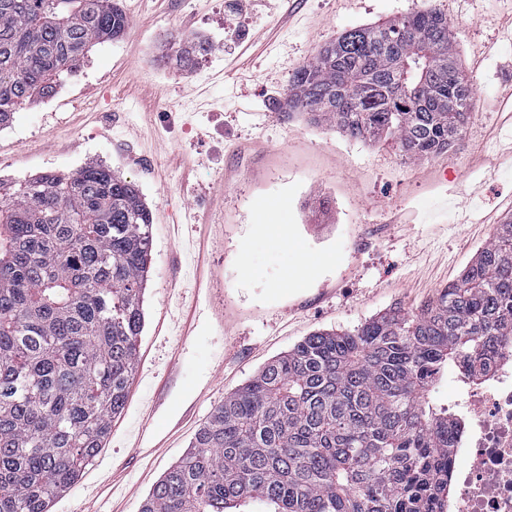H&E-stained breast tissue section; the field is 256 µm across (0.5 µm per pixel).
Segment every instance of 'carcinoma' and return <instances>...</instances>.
<instances>
[{"label":"carcinoma","mask_w":512,"mask_h":512,"mask_svg":"<svg viewBox=\"0 0 512 512\" xmlns=\"http://www.w3.org/2000/svg\"><path fill=\"white\" fill-rule=\"evenodd\" d=\"M121 0H0V127L123 36ZM178 67L205 50L179 37ZM473 82L448 18L342 33L292 75L283 112L410 159L452 147ZM153 215L101 164L0 182V512H49L124 406L144 326ZM512 342V221L409 314L317 331L224 396L140 512H432L459 424L426 401L453 367L487 377Z\"/></svg>","instance_id":"carcinoma-1"}]
</instances>
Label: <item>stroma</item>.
<instances>
[{
	"label": "stroma",
	"mask_w": 512,
	"mask_h": 512,
	"mask_svg": "<svg viewBox=\"0 0 512 512\" xmlns=\"http://www.w3.org/2000/svg\"><path fill=\"white\" fill-rule=\"evenodd\" d=\"M123 0L125 36L0 128V180L109 166L153 212L138 366L94 462L50 512H139L225 395L309 334L416 313L512 218V0ZM417 11L451 25L477 100L461 145L422 160L279 111L291 75L354 27ZM209 55L184 72L173 35ZM208 227L197 269L194 227ZM193 338L179 344L183 307ZM160 421L194 415L155 456L131 446L173 354ZM209 397L196 402L200 390ZM124 467L120 480L112 471ZM181 357L180 354H174L172 366L169 371L163 376L156 378L154 383L155 395L159 398H164L170 389L177 383L181 377Z\"/></svg>",
	"instance_id": "obj_1"
}]
</instances>
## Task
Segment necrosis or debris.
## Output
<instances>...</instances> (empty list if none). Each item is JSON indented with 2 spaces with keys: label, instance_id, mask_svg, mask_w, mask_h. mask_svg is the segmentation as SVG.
Segmentation results:
<instances>
[{
  "label": "necrosis or debris",
  "instance_id": "1",
  "mask_svg": "<svg viewBox=\"0 0 512 512\" xmlns=\"http://www.w3.org/2000/svg\"><path fill=\"white\" fill-rule=\"evenodd\" d=\"M447 409L465 432L451 453L446 512H512V360L499 359L480 386L461 382Z\"/></svg>",
  "mask_w": 512,
  "mask_h": 512
}]
</instances>
